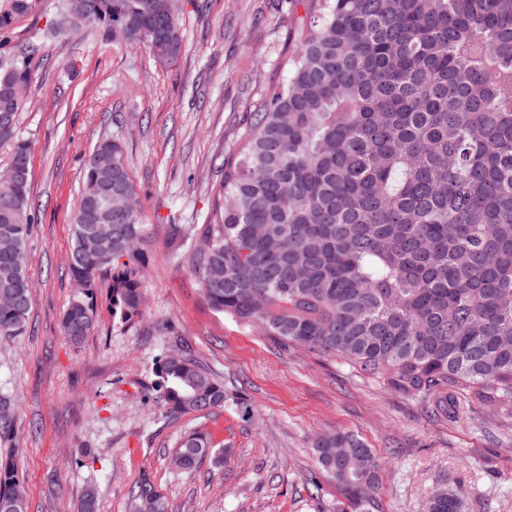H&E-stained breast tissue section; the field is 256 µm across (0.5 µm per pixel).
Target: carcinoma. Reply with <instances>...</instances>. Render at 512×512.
Returning a JSON list of instances; mask_svg holds the SVG:
<instances>
[{"label": "carcinoma", "mask_w": 512, "mask_h": 512, "mask_svg": "<svg viewBox=\"0 0 512 512\" xmlns=\"http://www.w3.org/2000/svg\"><path fill=\"white\" fill-rule=\"evenodd\" d=\"M60 0L54 30L126 27L130 45L149 0ZM174 46L183 50L177 0ZM286 66L224 165L218 203L190 267L207 303L245 326L338 356L435 416L473 395L512 407V0H310ZM10 0L0 32L31 11ZM37 47L0 51V143L12 185H0V336L28 330L26 261L34 204L31 150L17 133ZM123 145L89 155L73 217L68 267L75 294L62 333L79 344L95 325L94 285L110 275L112 316L141 312L147 226ZM154 391L173 414L224 406V383L190 357L155 363ZM15 419L0 406V441ZM229 449L193 431L177 466L224 465ZM321 473L343 496L337 512H383L378 458L350 432L316 439ZM465 491L441 487L425 512H462ZM132 512H168L146 472ZM0 512H28L15 452L0 456Z\"/></svg>", "instance_id": "cac0c4a2"}]
</instances>
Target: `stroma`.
Segmentation results:
<instances>
[{
  "label": "stroma",
  "instance_id": "obj_1",
  "mask_svg": "<svg viewBox=\"0 0 512 512\" xmlns=\"http://www.w3.org/2000/svg\"><path fill=\"white\" fill-rule=\"evenodd\" d=\"M178 5L184 50L166 67L145 46L98 29L79 39L50 35L58 0H33L7 33L10 44L42 45L19 120L37 203L28 245L33 308L25 335L0 337V397L16 413L29 512H76L89 485L100 512H128L129 490L145 471L169 512H333L340 494L317 476L311 446L344 431L375 451L384 512H424L426 492L442 485L463 487L464 512H512V413L466 399L457 416L435 418L343 360L283 348L205 300L188 263L196 241L175 243L173 227L205 224L241 133L268 86L288 79L284 61L307 4ZM104 136L124 146L148 228L145 306L128 323L113 320L111 279L98 277L95 327L74 345L61 329L74 293L72 217L84 163ZM164 353L212 370L229 402L206 415L168 414L150 395ZM236 394L252 419L241 417ZM194 430L230 448L223 467L172 464ZM86 448L96 459L83 466Z\"/></svg>",
  "mask_w": 512,
  "mask_h": 512
}]
</instances>
